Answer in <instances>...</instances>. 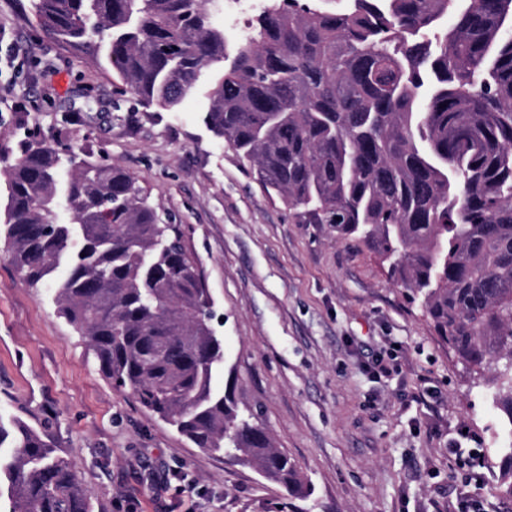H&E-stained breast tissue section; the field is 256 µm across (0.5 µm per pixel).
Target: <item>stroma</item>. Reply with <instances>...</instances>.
Returning a JSON list of instances; mask_svg holds the SVG:
<instances>
[{
  "label": "stroma",
  "mask_w": 512,
  "mask_h": 512,
  "mask_svg": "<svg viewBox=\"0 0 512 512\" xmlns=\"http://www.w3.org/2000/svg\"><path fill=\"white\" fill-rule=\"evenodd\" d=\"M0 147L27 134L132 172L181 224L198 257L236 376L276 448L311 481L305 499L226 456L196 448L126 392L0 251V417H16L66 457L94 512H453L499 489L500 412L490 376L471 373L377 256L327 227L297 224L207 129L204 95L174 111L115 94L105 57L45 37L31 0H0ZM477 437L486 478L473 487L449 454Z\"/></svg>",
  "instance_id": "obj_1"
}]
</instances>
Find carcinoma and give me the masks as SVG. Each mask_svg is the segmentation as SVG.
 <instances>
[{
  "mask_svg": "<svg viewBox=\"0 0 512 512\" xmlns=\"http://www.w3.org/2000/svg\"><path fill=\"white\" fill-rule=\"evenodd\" d=\"M43 33L104 53L115 91L204 122L298 224L370 248L475 374L495 373L512 498V0H35ZM453 16L451 27L441 20ZM0 246L116 389L288 495L309 479L240 410L200 261L136 177L30 138L0 169ZM226 383H220L223 373ZM0 512H93L71 464L0 420Z\"/></svg>",
  "mask_w": 512,
  "mask_h": 512,
  "instance_id": "obj_1",
  "label": "carcinoma"
}]
</instances>
